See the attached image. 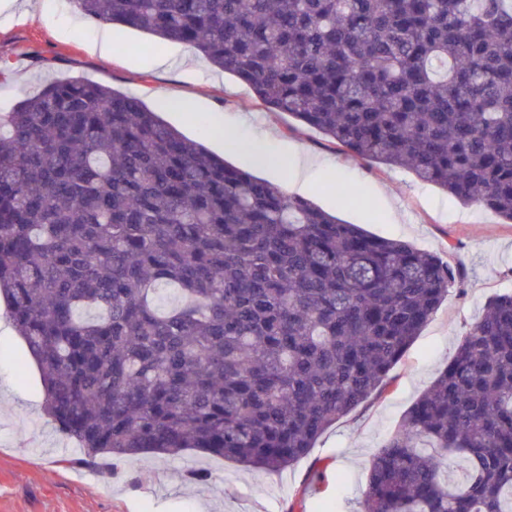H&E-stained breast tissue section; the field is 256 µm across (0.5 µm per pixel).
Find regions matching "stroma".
Returning a JSON list of instances; mask_svg holds the SVG:
<instances>
[{
    "label": "stroma",
    "instance_id": "1",
    "mask_svg": "<svg viewBox=\"0 0 512 512\" xmlns=\"http://www.w3.org/2000/svg\"><path fill=\"white\" fill-rule=\"evenodd\" d=\"M24 8L0 20V110H10L52 79L80 77L139 97L166 123L235 167L275 182L282 173L251 165L225 151L212 122L242 144H258L285 157L300 147L322 168L306 197L317 207L368 233L433 252L465 274L450 287L381 396L336 420L310 454L281 473L252 471L195 450L176 457L143 454L116 459L111 474L65 467L61 457L80 451L61 435L43 409L37 365L0 307V512H318L321 502L338 512H363L375 449L393 434L405 412L434 381L458 342L493 296L512 291V223L486 207L463 203L404 169H389L342 152L319 130L268 109L237 77L200 60L184 65L186 45L161 51L149 35L113 26L111 55L93 54L89 42L99 21L75 11L70 0H23ZM166 54L168 67L154 65ZM353 187L347 203L335 186ZM323 478H316V471Z\"/></svg>",
    "mask_w": 512,
    "mask_h": 512
}]
</instances>
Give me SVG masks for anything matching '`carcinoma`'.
I'll use <instances>...</instances> for the list:
<instances>
[{
  "label": "carcinoma",
  "instance_id": "carcinoma-1",
  "mask_svg": "<svg viewBox=\"0 0 512 512\" xmlns=\"http://www.w3.org/2000/svg\"><path fill=\"white\" fill-rule=\"evenodd\" d=\"M71 3L512 223V0ZM454 279L136 97L52 81L0 113V294L82 450L65 465L194 449L281 472L385 392ZM364 512H512L511 292L376 449Z\"/></svg>",
  "mask_w": 512,
  "mask_h": 512
}]
</instances>
